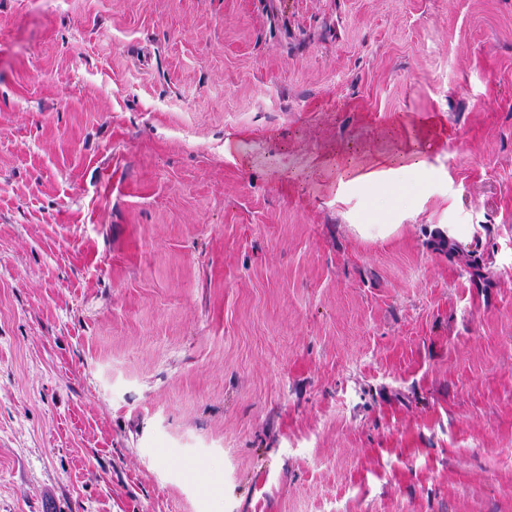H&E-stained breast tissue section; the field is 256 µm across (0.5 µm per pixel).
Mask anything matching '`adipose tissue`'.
<instances>
[{
    "label": "adipose tissue",
    "mask_w": 512,
    "mask_h": 512,
    "mask_svg": "<svg viewBox=\"0 0 512 512\" xmlns=\"http://www.w3.org/2000/svg\"><path fill=\"white\" fill-rule=\"evenodd\" d=\"M405 162L394 165L391 157L378 156L367 162L350 157L348 151H341L336 156V177L338 180L362 186L375 187L378 182L392 171L407 174L420 170L424 161L416 142H407L404 146Z\"/></svg>",
    "instance_id": "obj_1"
}]
</instances>
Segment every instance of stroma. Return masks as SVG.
<instances>
[{"instance_id": "1", "label": "stroma", "mask_w": 512, "mask_h": 512, "mask_svg": "<svg viewBox=\"0 0 512 512\" xmlns=\"http://www.w3.org/2000/svg\"><path fill=\"white\" fill-rule=\"evenodd\" d=\"M47 499L512 512V0H0V512ZM394 163V158L388 156H378L363 163L354 156L350 157L348 150H343L336 156V179L364 188H373L385 175L394 171Z\"/></svg>"}]
</instances>
